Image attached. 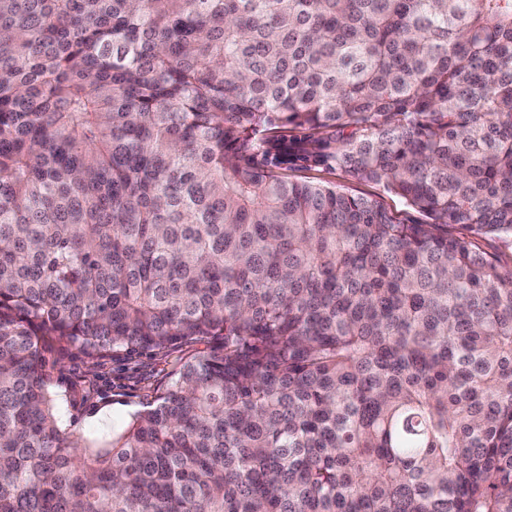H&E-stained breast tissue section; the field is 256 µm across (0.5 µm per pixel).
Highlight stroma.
I'll return each mask as SVG.
<instances>
[{
    "instance_id": "stroma-1",
    "label": "stroma",
    "mask_w": 512,
    "mask_h": 512,
    "mask_svg": "<svg viewBox=\"0 0 512 512\" xmlns=\"http://www.w3.org/2000/svg\"><path fill=\"white\" fill-rule=\"evenodd\" d=\"M287 153L257 155L259 163L273 167L292 181L331 185L350 194L378 202L399 222H424L425 217L406 206L382 185L353 178L336 162L341 138L335 132L311 134L287 129ZM205 343H190L166 355L140 353L99 365L70 344L48 338L45 353L50 389L69 435L93 439L123 426L130 415L152 402L166 387L176 365L199 351Z\"/></svg>"
}]
</instances>
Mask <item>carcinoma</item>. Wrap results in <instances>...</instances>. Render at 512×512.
<instances>
[{"label":"carcinoma","instance_id":"obj_1","mask_svg":"<svg viewBox=\"0 0 512 512\" xmlns=\"http://www.w3.org/2000/svg\"><path fill=\"white\" fill-rule=\"evenodd\" d=\"M336 162L427 223L243 162ZM512 0H0V512H512ZM215 345L77 443L45 337ZM271 135H284L288 152L271 151L259 154L254 160L269 165L292 181L312 182L336 186L352 195L367 197L378 202L393 214L399 222L412 224L429 222L417 210L406 206L398 197L389 193L382 185L353 178L336 163V150L341 137L334 131L311 135L310 131L288 128ZM481 249L498 257L503 264L512 265V236L509 234H480L475 236Z\"/></svg>","mask_w":512,"mask_h":512}]
</instances>
